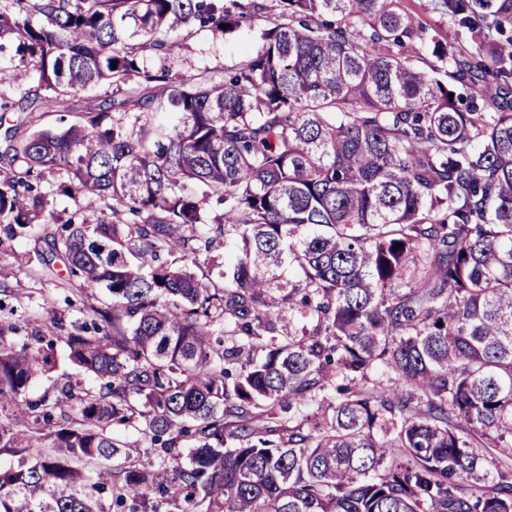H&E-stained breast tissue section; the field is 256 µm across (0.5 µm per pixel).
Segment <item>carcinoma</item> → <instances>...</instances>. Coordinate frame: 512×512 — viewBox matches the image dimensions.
Wrapping results in <instances>:
<instances>
[{"label": "carcinoma", "instance_id": "1", "mask_svg": "<svg viewBox=\"0 0 512 512\" xmlns=\"http://www.w3.org/2000/svg\"><path fill=\"white\" fill-rule=\"evenodd\" d=\"M16 2L7 79L45 91L21 111L114 90L4 133L0 233L41 225L106 301L0 319V512H512V0H443L475 45L433 41L446 83L398 0ZM269 9L224 82L167 66L171 34ZM220 249L218 284L194 267ZM58 339L97 384L32 399ZM111 91V87L104 85L98 89L79 92L70 97H66L64 102L60 104L61 107H59V109L62 110L63 107H68L67 109H69L70 112H20L19 110H17V112H8L5 127L9 126L8 123L10 125H20L21 133H26L30 126L42 129L52 128L57 124L59 113L67 114L68 120L75 119V116H78L77 112H81L97 104L104 97L106 92L110 93ZM5 127L0 130L2 145Z\"/></svg>", "mask_w": 512, "mask_h": 512}]
</instances>
